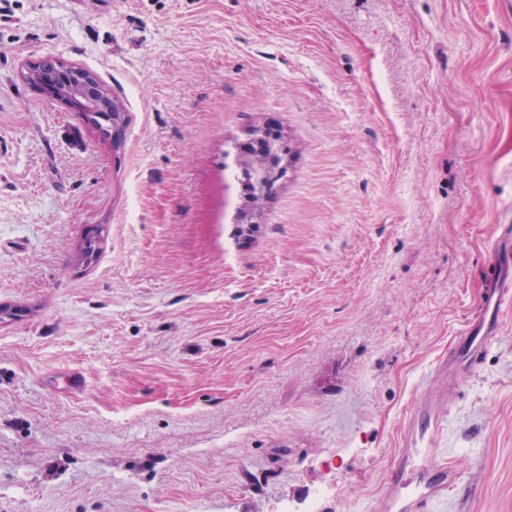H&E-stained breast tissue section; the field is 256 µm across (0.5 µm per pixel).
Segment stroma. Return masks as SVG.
<instances>
[{"label":"stroma","mask_w":512,"mask_h":512,"mask_svg":"<svg viewBox=\"0 0 512 512\" xmlns=\"http://www.w3.org/2000/svg\"><path fill=\"white\" fill-rule=\"evenodd\" d=\"M57 58L119 134L20 79ZM501 224L512 0H10L0 512H368ZM440 440L446 512H512V311ZM261 156L265 169L269 175L268 180L264 186V198L269 193V191L272 190L275 182L281 177V175L284 176L285 169L281 165V147L276 141L266 140Z\"/></svg>","instance_id":"stroma-1"}]
</instances>
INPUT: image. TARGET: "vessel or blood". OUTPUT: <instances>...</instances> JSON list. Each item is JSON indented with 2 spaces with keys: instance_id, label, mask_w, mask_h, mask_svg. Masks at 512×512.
I'll return each instance as SVG.
<instances>
[{
  "instance_id": "vessel-or-blood-1",
  "label": "vessel or blood",
  "mask_w": 512,
  "mask_h": 512,
  "mask_svg": "<svg viewBox=\"0 0 512 512\" xmlns=\"http://www.w3.org/2000/svg\"><path fill=\"white\" fill-rule=\"evenodd\" d=\"M512 308V228L499 238V266L488 276L487 291L475 317L459 334L458 344L440 357L426 384L438 400L419 398L404 418L396 449L386 467L385 490L372 512H440L449 494L458 492L462 476L443 456L439 432L442 406L454 402L464 378L479 364L501 331V317Z\"/></svg>"
}]
</instances>
